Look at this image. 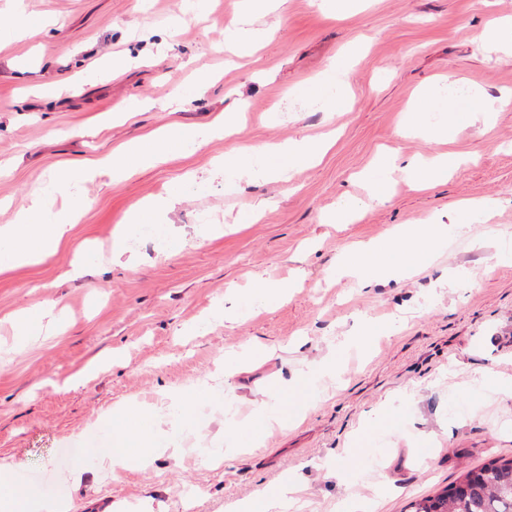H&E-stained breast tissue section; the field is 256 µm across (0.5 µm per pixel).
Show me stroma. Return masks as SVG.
I'll return each mask as SVG.
<instances>
[{
	"label": "stroma",
	"mask_w": 512,
	"mask_h": 512,
	"mask_svg": "<svg viewBox=\"0 0 512 512\" xmlns=\"http://www.w3.org/2000/svg\"><path fill=\"white\" fill-rule=\"evenodd\" d=\"M507 18L512 0H347L341 13L336 0H0V28L28 26L0 49V226L41 191L78 211L52 256L0 273V463L67 512H267L290 481L276 512H407L464 469L512 457V387L473 375L512 379V103L483 124L465 116L442 141L398 133L429 88L512 95V46L481 39ZM235 28L257 34L251 56L234 55ZM337 61L345 87L298 95ZM201 70L212 83L185 101ZM133 98L145 110L118 119ZM227 108L238 133L119 180L100 164L161 129H207ZM329 133L318 164L287 179L257 164L229 187L227 159ZM391 152L460 164L420 191L395 178L389 202L337 223L339 204L366 196L362 172ZM76 167L88 177L58 184ZM168 196L175 209L146 218L166 247L145 237L134 264L114 258L137 206ZM470 199L491 201L492 218L461 215ZM421 224L448 227L421 273L370 290L337 275L353 244ZM496 250L506 262L493 267ZM258 282L283 296L248 297ZM224 307L231 318L215 320ZM93 359L99 371L72 386ZM330 359L335 375H318ZM184 395L205 431L172 413ZM128 406L137 421H124ZM84 438L99 453L73 465ZM117 449L145 468L104 477L100 458Z\"/></svg>",
	"instance_id": "stroma-1"
}]
</instances>
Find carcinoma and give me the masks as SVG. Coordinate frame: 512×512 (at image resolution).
Instances as JSON below:
<instances>
[{"instance_id":"obj_1","label":"carcinoma","mask_w":512,"mask_h":512,"mask_svg":"<svg viewBox=\"0 0 512 512\" xmlns=\"http://www.w3.org/2000/svg\"><path fill=\"white\" fill-rule=\"evenodd\" d=\"M461 480L469 486L466 496L447 488L436 496L411 501L409 512H425L429 503L439 507V512H512V458L493 459L465 472Z\"/></svg>"}]
</instances>
